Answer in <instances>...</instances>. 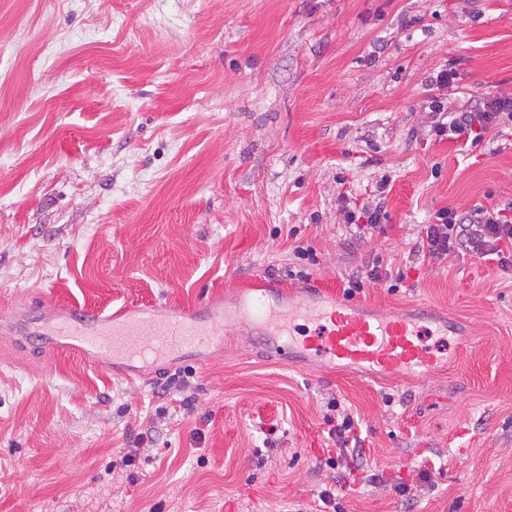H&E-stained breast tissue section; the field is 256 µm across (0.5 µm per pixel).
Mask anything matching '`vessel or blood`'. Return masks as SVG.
I'll return each instance as SVG.
<instances>
[{
  "mask_svg": "<svg viewBox=\"0 0 512 512\" xmlns=\"http://www.w3.org/2000/svg\"><path fill=\"white\" fill-rule=\"evenodd\" d=\"M300 318L314 322L313 334L295 337ZM423 323L420 316L366 308L324 286L306 298L259 277L223 310L127 304L106 313L75 307L64 320L18 324L14 332L44 336L56 350L103 361L113 374L134 385L149 381L152 363L220 343L228 324L264 336L270 358L286 364L317 360L400 383L433 375L443 362L440 353L422 343Z\"/></svg>",
  "mask_w": 512,
  "mask_h": 512,
  "instance_id": "obj_1",
  "label": "vessel or blood"
}]
</instances>
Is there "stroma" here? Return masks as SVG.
<instances>
[{"label": "stroma", "mask_w": 512, "mask_h": 512, "mask_svg": "<svg viewBox=\"0 0 512 512\" xmlns=\"http://www.w3.org/2000/svg\"><path fill=\"white\" fill-rule=\"evenodd\" d=\"M445 68L449 110L512 93V0H0V512H296L331 477L344 512H512V277L416 248L444 207L512 218V124L436 139ZM344 192L380 230L355 236ZM372 256L398 283L359 301L454 319L433 376L295 368L230 327L136 387L7 330L258 276L340 289ZM334 397L352 471L319 466Z\"/></svg>", "instance_id": "35a3bbf8"}]
</instances>
